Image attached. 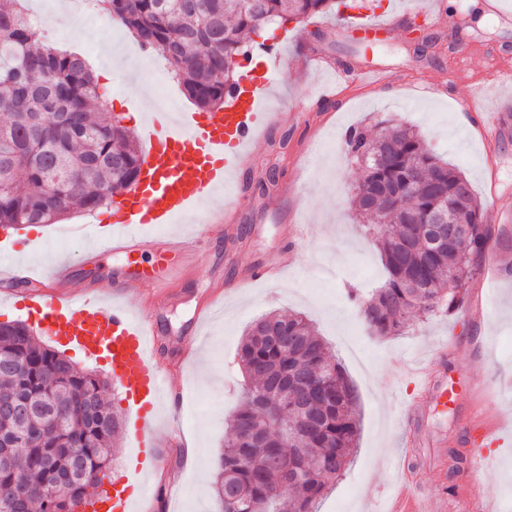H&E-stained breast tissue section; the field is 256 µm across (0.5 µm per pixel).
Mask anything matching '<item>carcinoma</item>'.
I'll use <instances>...</instances> for the list:
<instances>
[{"label":"carcinoma","instance_id":"cac0c4a2","mask_svg":"<svg viewBox=\"0 0 512 512\" xmlns=\"http://www.w3.org/2000/svg\"><path fill=\"white\" fill-rule=\"evenodd\" d=\"M134 34L164 54L189 99L204 110L224 107L244 42L272 22L301 24L340 12L355 0H205L203 10L179 0H96ZM24 0H0V224H56L73 210L92 213L131 187L139 168L121 119L99 104L85 58L38 38ZM372 135L352 130L348 153L360 169L355 210L387 271L385 284L364 297L350 291L369 332L394 336L418 316L449 315L460 306L492 231L469 182L436 156L412 128L379 122ZM376 187L389 189L383 208L368 205ZM463 191L455 220L464 245L432 247L422 224L442 196ZM0 405L26 401L24 417L0 413V512H72L86 502L89 477L110 468L121 429L104 401L105 381L77 369L63 353L37 343L21 322L0 323ZM238 365L249 387L224 438L214 494L223 512H317L329 481L350 463L358 433L357 395L341 364L313 326L296 314L269 313L241 343ZM317 375L329 401L317 404L318 426L303 423L300 383ZM301 430L297 448L278 425ZM448 480L464 473L467 455L447 450ZM317 460L319 466L307 469ZM305 480L288 484V472ZM66 481L69 497L48 490Z\"/></svg>","mask_w":512,"mask_h":512}]
</instances>
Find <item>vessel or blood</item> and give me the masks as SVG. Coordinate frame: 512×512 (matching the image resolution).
I'll return each instance as SVG.
<instances>
[{"label":"vessel or blood","mask_w":512,"mask_h":512,"mask_svg":"<svg viewBox=\"0 0 512 512\" xmlns=\"http://www.w3.org/2000/svg\"><path fill=\"white\" fill-rule=\"evenodd\" d=\"M347 27L359 38L372 40L392 30L394 23L356 8L347 13ZM280 53L271 44L246 54L239 86L224 91L220 112H158L145 124L149 147L142 166L150 182L118 200L112 212L107 252L121 254L123 262L112 279V298L104 300L92 291L75 297L54 289H34L18 300L48 335L77 325L90 354H104L112 364L115 381L125 390L132 414L131 438L141 453L152 455L155 416L160 405L179 407L182 394L157 361L159 328L154 315L145 311L138 287L149 282L166 285L168 272L180 268L188 250L222 232L224 216L202 212L204 202L223 191L234 170V161L257 141L271 114L263 107L270 89V74ZM197 216L194 236L166 237L154 247L157 229L178 219ZM415 388L430 393L441 406L454 401L446 380H434L429 365L418 368ZM142 465L131 466L111 512H135L136 495L146 494Z\"/></svg>","instance_id":"vessel-or-blood-1"}]
</instances>
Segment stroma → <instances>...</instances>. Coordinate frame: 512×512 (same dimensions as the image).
<instances>
[{
  "instance_id": "35a3bbf8",
  "label": "stroma",
  "mask_w": 512,
  "mask_h": 512,
  "mask_svg": "<svg viewBox=\"0 0 512 512\" xmlns=\"http://www.w3.org/2000/svg\"><path fill=\"white\" fill-rule=\"evenodd\" d=\"M490 2L421 0L434 14L423 31L438 38L425 53L412 45L410 30L397 28L365 43L331 13L266 29L265 39L282 58L266 107L273 111L288 100L302 111L264 131L238 164L229 192L246 203L225 218L224 232L212 238L205 259L170 273L168 297L157 298L151 284L142 286L160 326V363L185 391L184 433L167 436L159 446L166 477L147 479L150 512H218L212 487L224 432L245 397L238 347L245 329L272 310L306 316L357 389L356 448L319 512H385L398 480L404 496H431L432 512H464L469 487L463 479H448L450 446L468 449L499 512H512V278L497 279L493 266L498 257L512 262V112L499 120L496 98L488 92L496 68L512 64V18L498 17ZM45 36L84 54L93 71L111 70V79L98 81L102 102L127 117L137 144L145 138L130 100L135 82L177 111L195 109L164 57L135 46L100 10L85 14L80 27L53 26ZM311 50L351 69L382 70L386 78L379 84L339 81L334 99L322 101L324 76L303 59ZM476 88L488 92L482 113L457 120L461 99ZM387 118L414 127L470 181L493 234L456 312L412 319L399 335L378 339L356 319L347 297L351 287L367 293L380 287L386 272L351 210L360 171L347 152L346 134L374 130ZM272 169L276 184L255 196V183ZM59 231L56 224L22 225L6 236L35 270L67 260L64 287L72 294L89 289L108 295L116 258L90 250L84 240L60 242ZM262 259L284 264L278 283L249 280L252 265ZM198 322L204 339L183 354L181 342ZM62 350L78 369L106 380L105 401L126 418V395L107 365L75 347ZM432 360L445 369L456 399L443 415L429 411L411 425L423 445L404 456L400 441L413 382L402 366ZM473 378L486 384L475 395L467 389ZM476 402L493 429L486 440L469 439L460 428Z\"/></svg>"
}]
</instances>
